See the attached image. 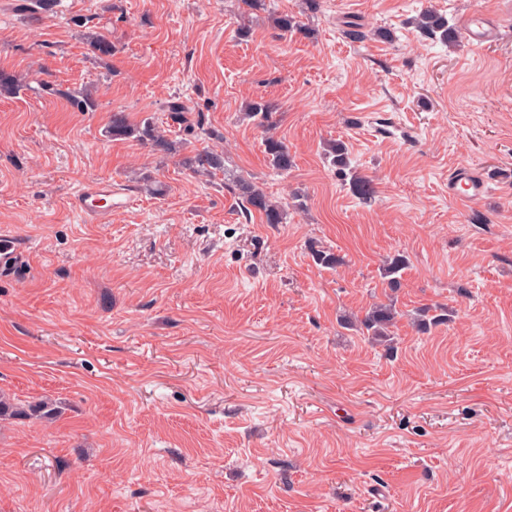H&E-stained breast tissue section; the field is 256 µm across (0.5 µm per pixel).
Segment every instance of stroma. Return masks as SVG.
Wrapping results in <instances>:
<instances>
[{
	"mask_svg": "<svg viewBox=\"0 0 512 512\" xmlns=\"http://www.w3.org/2000/svg\"><path fill=\"white\" fill-rule=\"evenodd\" d=\"M19 2L0 0V70L22 80L0 97V227L29 247L0 271V395L57 414L0 419V512H512L504 0H323L315 14L276 0L302 25L285 39L273 11L238 0H60L39 21ZM430 6L458 30L484 13L501 34L442 45L413 24ZM347 20L364 42L342 36ZM81 88L95 111L68 105ZM174 98L188 125L170 119ZM260 100L288 172L244 117ZM118 108L154 118L182 155L223 152V169L108 137ZM336 140L371 203L326 159ZM462 164L488 181L469 206L448 195ZM239 177L287 204L284 223L243 215ZM93 179L134 202L92 223L71 198ZM315 247L342 265H317ZM396 254L393 291L381 268ZM392 296V346L339 324ZM425 306L448 320L422 334ZM264 149L269 164L278 172H286L293 164V156L288 146L280 139L268 135L264 139Z\"/></svg>",
	"mask_w": 512,
	"mask_h": 512,
	"instance_id": "obj_1",
	"label": "stroma"
}]
</instances>
